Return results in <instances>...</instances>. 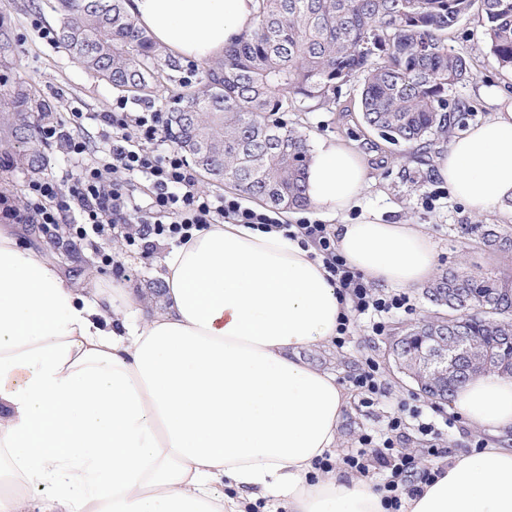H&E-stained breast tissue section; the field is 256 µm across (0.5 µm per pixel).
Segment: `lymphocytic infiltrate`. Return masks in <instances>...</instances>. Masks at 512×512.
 Here are the masks:
<instances>
[{
	"label": "lymphocytic infiltrate",
	"instance_id": "obj_1",
	"mask_svg": "<svg viewBox=\"0 0 512 512\" xmlns=\"http://www.w3.org/2000/svg\"><path fill=\"white\" fill-rule=\"evenodd\" d=\"M80 108H73L68 122L56 120L45 112L39 118L38 134L43 142L63 147L67 154L81 159L83 166L70 190H62L58 180L49 176L32 177L21 205L5 209L6 218L18 224L56 225L62 213L75 210L79 218L68 231L78 239L102 236L123 225L127 245L149 251L168 240H185L201 224H220L231 219L238 224H253L273 230L280 221L270 211L244 206L239 198L200 191L181 152L153 150L165 128V118L154 104L132 108L126 98H117L111 111L94 114L99 126L100 146H91L80 134L86 118ZM131 176L144 177L149 198L139 201L125 188ZM292 237L302 245L312 246L329 273L330 281L351 299V309L341 318L337 345H344L351 323L359 316L374 315L372 329L383 333L384 314L409 309L406 295L372 288L363 275L352 270L336 247V233L329 225L306 218L295 224ZM419 410L409 417L390 416L386 433L377 438L362 434L360 446L346 454L343 462L362 475L370 471L386 472L382 485L387 512H401L403 493H415V459L399 450L397 440L409 419H417L421 435L435 434L433 423L419 419Z\"/></svg>",
	"mask_w": 512,
	"mask_h": 512
}]
</instances>
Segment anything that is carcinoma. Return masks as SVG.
I'll return each instance as SVG.
<instances>
[{
  "mask_svg": "<svg viewBox=\"0 0 512 512\" xmlns=\"http://www.w3.org/2000/svg\"><path fill=\"white\" fill-rule=\"evenodd\" d=\"M252 35L202 65L201 86L176 95L168 112L171 141L217 183L271 206L305 207L306 138L283 134L279 112L336 103L338 89L362 76L357 119L391 145L425 159L452 129L448 90L470 73L469 60L448 50V30L473 8L486 22L490 52L512 70V0H259ZM61 47L83 66L134 96L153 95L179 62L137 26L124 0H58ZM47 106L18 87L6 122L28 144L34 113ZM32 173L44 168L36 149L21 154ZM490 249L512 252V232L475 224ZM425 294L458 315L464 339H435V316L402 331L392 347L425 384L448 392L488 371L512 376V274L465 270L435 279Z\"/></svg>",
  "mask_w": 512,
  "mask_h": 512,
  "instance_id": "obj_1",
  "label": "carcinoma"
}]
</instances>
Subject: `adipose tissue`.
<instances>
[{
    "label": "adipose tissue",
    "mask_w": 512,
    "mask_h": 512,
    "mask_svg": "<svg viewBox=\"0 0 512 512\" xmlns=\"http://www.w3.org/2000/svg\"><path fill=\"white\" fill-rule=\"evenodd\" d=\"M259 0H126L174 55L222 57L252 33ZM436 159L453 197L482 214L512 200V104ZM311 214L339 218L367 187L362 154L323 142L307 175ZM365 279L416 288L434 276L415 224L335 227ZM160 305L131 288L68 284L39 247L0 225V512H386L336 457L346 398L302 353L330 344L348 297L284 230L225 221L193 229L162 262ZM451 404L485 448L456 456L402 512H512V378L473 377Z\"/></svg>",
    "instance_id": "1"
}]
</instances>
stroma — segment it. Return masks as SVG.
<instances>
[{"label":"stroma","mask_w":512,"mask_h":512,"mask_svg":"<svg viewBox=\"0 0 512 512\" xmlns=\"http://www.w3.org/2000/svg\"><path fill=\"white\" fill-rule=\"evenodd\" d=\"M55 4L56 0H0V30L6 31L11 40L9 51L0 53V97L9 96L16 86H25L62 121L68 120L76 106L89 113L111 111L120 90L85 70L60 45L42 39L39 26L53 29L58 24ZM448 46L471 64L469 76L448 92L449 109L459 119L455 131L460 134L493 112L489 90L512 94V72L501 69L490 54L478 12H471L449 31ZM355 95V85H346L333 105L282 115L289 127L306 134L309 145L340 138L363 153L368 184L360 206L347 214V221L371 213L388 223L421 225L435 245V269L439 272L451 267L492 275L512 272V253L491 250L478 234L463 230L467 224L512 226V202L481 215L471 213L452 196L433 161H419L410 152L381 142L377 135L364 130L353 115ZM22 150L9 127L0 122V192L15 201L22 198L30 178L15 162ZM20 238L23 243L47 247L69 282L81 285L97 281L106 288L116 282L143 294L159 283L160 261L167 251L163 244L148 255L129 250L117 231L81 241L62 230L45 235L25 224ZM105 254L111 255L112 265L102 264ZM406 294L411 311L388 314L383 335H375L367 320L361 318L352 326L344 346L305 353L311 364L334 372L343 386L348 385L364 356H372L381 367L384 394L370 407L363 405L360 395H353L340 426L338 455L354 450L361 433L382 429L388 416L398 412L401 405L418 406L434 421L440 413L452 411L449 403L440 404L423 396L391 352L392 336L434 312L422 289L410 288Z\"/></svg>","instance_id":"stroma-1"}]
</instances>
